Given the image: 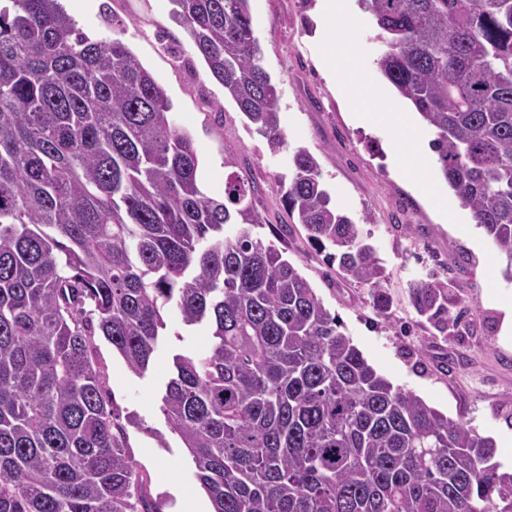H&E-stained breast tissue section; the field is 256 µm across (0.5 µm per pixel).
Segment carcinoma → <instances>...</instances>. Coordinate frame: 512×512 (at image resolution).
<instances>
[{"label":"carcinoma","instance_id":"1","mask_svg":"<svg viewBox=\"0 0 512 512\" xmlns=\"http://www.w3.org/2000/svg\"><path fill=\"white\" fill-rule=\"evenodd\" d=\"M211 77L273 154L287 145L251 0H171ZM383 77L431 129L449 189L512 267V0H360ZM119 38L60 0H0V512H159L139 490L95 337L134 372L174 309L209 346L173 356L161 410L213 512H512L493 440L368 363L315 288L253 235L258 186L204 191L198 148ZM278 192L290 231L370 288L385 269L304 147ZM237 224L229 237L224 227ZM443 334L448 278L413 282Z\"/></svg>","mask_w":512,"mask_h":512}]
</instances>
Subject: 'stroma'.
<instances>
[{"mask_svg": "<svg viewBox=\"0 0 512 512\" xmlns=\"http://www.w3.org/2000/svg\"><path fill=\"white\" fill-rule=\"evenodd\" d=\"M63 6L89 37L121 38L163 86L174 122L198 144L202 177L212 193L224 187L225 157L236 158L241 173L259 187L256 206L267 222L254 233L263 240H271L273 223L285 217L278 184L289 173V149L310 150L337 205L357 221L371 216L363 230L385 267L382 286L392 305L386 315H376L367 286L341 280L303 231L285 238L286 258L381 374L448 417H465L479 435L494 440L496 461L511 467L512 339L501 334L504 307L512 304L506 258L476 224L444 220L427 197L397 176L394 131L351 120L352 99L319 64L317 0H252L262 65L278 87L287 139L286 151L276 155L247 127L171 21V0H63ZM431 273L456 280L455 293L466 301L462 324L445 336L421 325L408 299L410 284ZM165 321L144 373L131 371L101 338L98 359L115 407L137 419L127 429L126 444L142 491L160 500L162 512H187L192 505L210 512L192 460L161 410L173 355L206 347L209 330L184 325L173 311ZM158 432L165 434L166 447L155 440Z\"/></svg>", "mask_w": 512, "mask_h": 512, "instance_id": "35a3bbf8", "label": "stroma"}]
</instances>
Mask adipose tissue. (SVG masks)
I'll return each instance as SVG.
<instances>
[{
	"instance_id": "ef3b65f1",
	"label": "adipose tissue",
	"mask_w": 512,
	"mask_h": 512,
	"mask_svg": "<svg viewBox=\"0 0 512 512\" xmlns=\"http://www.w3.org/2000/svg\"><path fill=\"white\" fill-rule=\"evenodd\" d=\"M355 9V0H318L317 10L322 24V42L319 60L328 77H335L339 67L349 69V89L364 94L370 86V69L362 61L358 38L345 22ZM355 121L376 127L404 129L407 136L397 147L396 166L398 173L415 187L426 191L430 201L440 213H447L448 200L438 194L432 182V173L425 161L420 146V137L408 112H367L354 109Z\"/></svg>"
}]
</instances>
